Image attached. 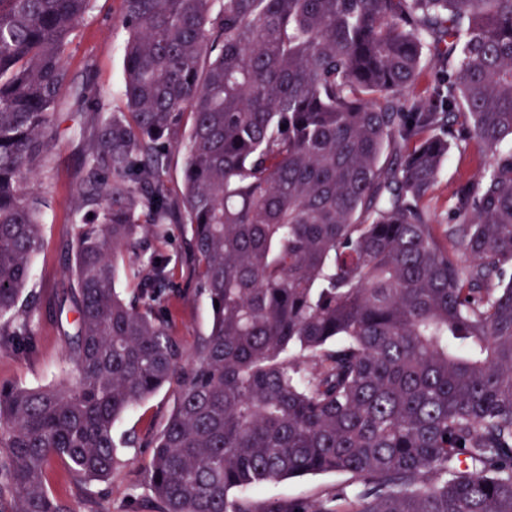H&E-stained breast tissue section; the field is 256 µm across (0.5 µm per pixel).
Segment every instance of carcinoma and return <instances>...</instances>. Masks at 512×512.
<instances>
[{
  "label": "carcinoma",
  "instance_id": "carcinoma-1",
  "mask_svg": "<svg viewBox=\"0 0 512 512\" xmlns=\"http://www.w3.org/2000/svg\"><path fill=\"white\" fill-rule=\"evenodd\" d=\"M90 4L0 0V338L23 351L47 207L31 184L63 95L92 113L74 374L0 384V512H77L52 464L110 478L116 424L165 386L154 512H512V0H120L107 113L65 67ZM470 141L490 163L440 233L427 200ZM167 224L189 226L211 311L189 351L148 240ZM327 473L346 481L314 501L244 496Z\"/></svg>",
  "mask_w": 512,
  "mask_h": 512
}]
</instances>
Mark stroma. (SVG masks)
<instances>
[{
	"label": "stroma",
	"instance_id": "35a3bbf8",
	"mask_svg": "<svg viewBox=\"0 0 512 512\" xmlns=\"http://www.w3.org/2000/svg\"><path fill=\"white\" fill-rule=\"evenodd\" d=\"M118 10V0H93L66 59L72 86L91 84L95 95L111 110L122 105L126 32L118 22ZM59 110L52 131L51 165L34 186L35 192L49 201L42 246L34 258L28 287L34 309L31 324L38 343L30 353L0 350V383L26 386L57 383L69 373L64 335L72 331L77 318L67 297L68 266L75 235L72 210L85 148L79 127L89 116L69 94L62 97ZM486 162L481 147L473 142L451 151L432 193L430 209L435 223H446L448 200L458 184L463 179L476 178ZM178 282L182 295L168 303L167 311L175 336L189 346L208 331L210 309L203 298L196 296L193 284L186 277H179ZM173 405L172 392L165 388L159 390L145 404L122 417L117 435L134 431L145 437L159 431ZM150 455V448L144 446L122 449L121 464L111 478L91 480L79 486L70 482L62 464H54L51 491L61 500L84 508L85 512L95 507L101 512H152V493L144 474ZM342 480V475L336 473L287 479L258 487L252 491L251 498L258 505L268 500L313 499Z\"/></svg>",
	"mask_w": 512,
	"mask_h": 512
}]
</instances>
